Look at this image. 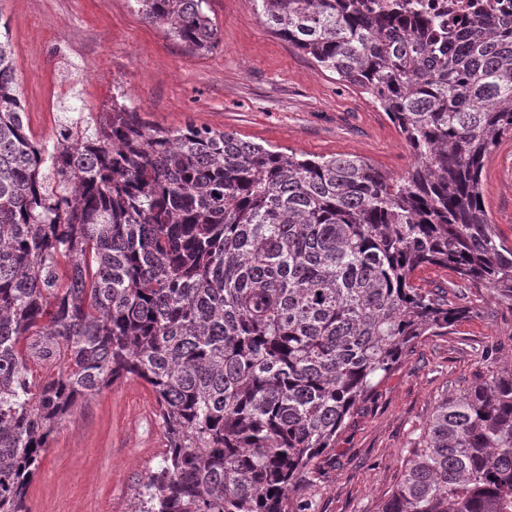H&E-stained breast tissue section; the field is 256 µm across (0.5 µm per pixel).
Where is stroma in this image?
<instances>
[{
  "label": "stroma",
  "instance_id": "obj_1",
  "mask_svg": "<svg viewBox=\"0 0 512 512\" xmlns=\"http://www.w3.org/2000/svg\"><path fill=\"white\" fill-rule=\"evenodd\" d=\"M208 9L219 39L201 55L145 22L131 0H0L32 133L52 140L66 108L102 114L121 92L164 127L232 131L307 157L354 155L395 177L408 170L403 136L370 95L271 33L254 0H208ZM482 191L512 240V138L486 160ZM465 296L453 331L409 347L315 459L296 492L314 512H378L438 402L512 366V306L484 288ZM165 446L150 387L117 381L58 428L29 486V512H130Z\"/></svg>",
  "mask_w": 512,
  "mask_h": 512
}]
</instances>
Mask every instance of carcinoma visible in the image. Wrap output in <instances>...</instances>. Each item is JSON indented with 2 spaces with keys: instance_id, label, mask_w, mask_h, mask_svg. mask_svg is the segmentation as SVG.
<instances>
[{
  "instance_id": "obj_1",
  "label": "carcinoma",
  "mask_w": 512,
  "mask_h": 512,
  "mask_svg": "<svg viewBox=\"0 0 512 512\" xmlns=\"http://www.w3.org/2000/svg\"><path fill=\"white\" fill-rule=\"evenodd\" d=\"M255 2L375 99L414 157L405 175L164 128L115 98L49 146L0 33V512H28L52 435L127 378L168 441L134 512H308L298 484L354 407L466 314L415 271L512 306V243L481 190L512 137V0L452 28L414 0ZM135 3L197 52L218 40L207 0ZM379 512H512V367L437 406ZM455 279L452 273L439 267H431L416 273L414 282L423 288H435L444 285L448 280Z\"/></svg>"
}]
</instances>
